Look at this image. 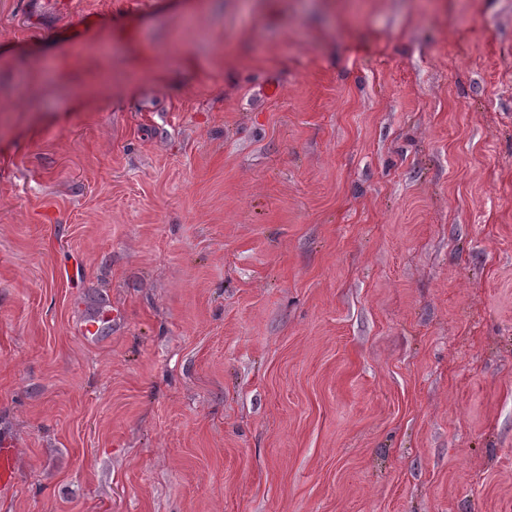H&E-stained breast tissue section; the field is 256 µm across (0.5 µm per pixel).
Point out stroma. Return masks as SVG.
<instances>
[{
	"label": "stroma",
	"mask_w": 512,
	"mask_h": 512,
	"mask_svg": "<svg viewBox=\"0 0 512 512\" xmlns=\"http://www.w3.org/2000/svg\"><path fill=\"white\" fill-rule=\"evenodd\" d=\"M4 442L0 512H512V0H0Z\"/></svg>",
	"instance_id": "35a3bbf8"
}]
</instances>
